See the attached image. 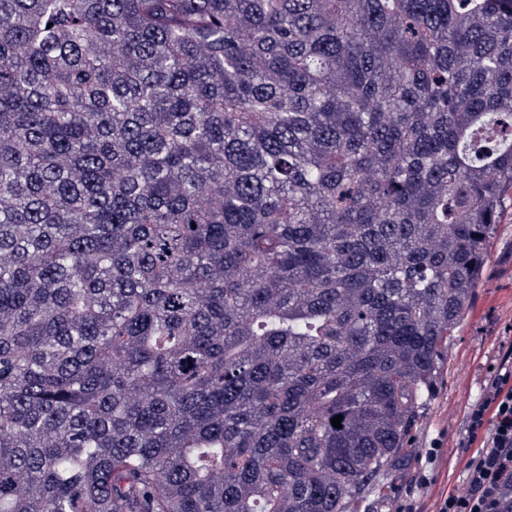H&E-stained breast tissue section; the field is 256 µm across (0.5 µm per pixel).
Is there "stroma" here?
Segmentation results:
<instances>
[{
    "mask_svg": "<svg viewBox=\"0 0 512 512\" xmlns=\"http://www.w3.org/2000/svg\"><path fill=\"white\" fill-rule=\"evenodd\" d=\"M486 268L485 280L448 340L439 381L411 433L410 445L418 453L400 461L393 477L392 495L415 497L423 512H435L441 492L461 485L458 461L467 440L466 410L483 397L500 351L512 346L511 199L490 240ZM434 446L440 453L435 462H426L424 452ZM424 471L430 477L426 484L419 480Z\"/></svg>",
    "mask_w": 512,
    "mask_h": 512,
    "instance_id": "obj_1",
    "label": "stroma"
}]
</instances>
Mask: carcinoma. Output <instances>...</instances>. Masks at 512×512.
<instances>
[{"mask_svg": "<svg viewBox=\"0 0 512 512\" xmlns=\"http://www.w3.org/2000/svg\"><path fill=\"white\" fill-rule=\"evenodd\" d=\"M509 195L512 0H0V512L383 502Z\"/></svg>", "mask_w": 512, "mask_h": 512, "instance_id": "obj_1", "label": "carcinoma"}]
</instances>
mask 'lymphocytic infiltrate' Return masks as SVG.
<instances>
[{
  "instance_id": "lymphocytic-infiltrate-1",
  "label": "lymphocytic infiltrate",
  "mask_w": 512,
  "mask_h": 512,
  "mask_svg": "<svg viewBox=\"0 0 512 512\" xmlns=\"http://www.w3.org/2000/svg\"><path fill=\"white\" fill-rule=\"evenodd\" d=\"M466 420L464 482L441 495L436 512H512V347L502 352Z\"/></svg>"
}]
</instances>
